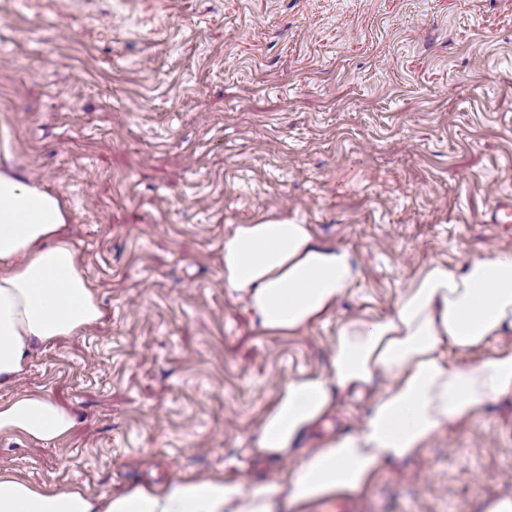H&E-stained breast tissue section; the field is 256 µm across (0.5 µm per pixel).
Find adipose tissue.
<instances>
[{"instance_id": "1", "label": "adipose tissue", "mask_w": 512, "mask_h": 512, "mask_svg": "<svg viewBox=\"0 0 512 512\" xmlns=\"http://www.w3.org/2000/svg\"><path fill=\"white\" fill-rule=\"evenodd\" d=\"M357 258L318 240L311 225L269 218L237 225L224 239V286L246 297L259 329L293 336L320 321L353 287ZM102 312L70 239L62 202L33 178L0 167V388L15 385L40 346L77 335ZM512 250L461 265L424 267L398 295L391 316H352L336 330L329 374L301 373L261 418L251 455L295 458L273 485L245 489L221 474L174 476L93 496L0 472V512H276L329 496H359L380 471L420 457L443 428L484 415L512 394ZM497 343L490 356H467ZM391 383L363 425L303 448L307 433L343 393ZM70 412L26 393L0 403V435L64 438Z\"/></svg>"}]
</instances>
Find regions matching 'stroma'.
<instances>
[{
	"label": "stroma",
	"mask_w": 512,
	"mask_h": 512,
	"mask_svg": "<svg viewBox=\"0 0 512 512\" xmlns=\"http://www.w3.org/2000/svg\"><path fill=\"white\" fill-rule=\"evenodd\" d=\"M8 166L65 205L98 324L39 347L0 402L69 409L63 439L0 436V471L93 495L175 475L278 482L243 456L282 386L329 372L351 315L389 316L432 262L512 249V0H0ZM288 217L359 262L297 336L256 329L224 239ZM339 396L307 438L361 426ZM512 498V397L385 470L359 512Z\"/></svg>",
	"instance_id": "1"
}]
</instances>
